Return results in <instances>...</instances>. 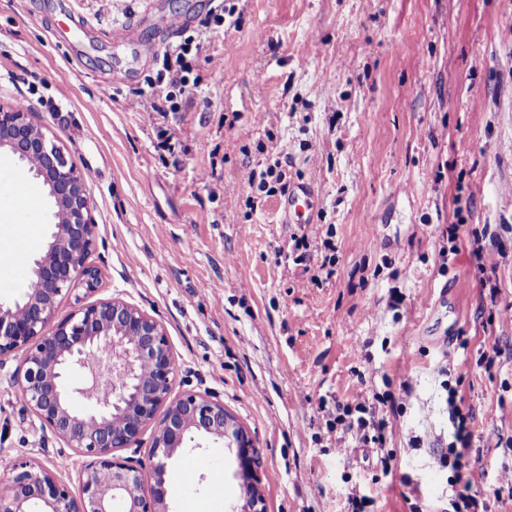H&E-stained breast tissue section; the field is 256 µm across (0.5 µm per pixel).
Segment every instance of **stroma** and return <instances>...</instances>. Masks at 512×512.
<instances>
[{
	"label": "stroma",
	"instance_id": "1",
	"mask_svg": "<svg viewBox=\"0 0 512 512\" xmlns=\"http://www.w3.org/2000/svg\"><path fill=\"white\" fill-rule=\"evenodd\" d=\"M237 26L197 55L199 85L160 122L142 109L162 67L144 48L170 23L203 29L220 0H0V105L27 98L84 176L96 226V303L119 297L160 321L176 392L209 394L247 429L266 512H435L454 472L448 391L469 413L484 512H512V0H231ZM130 26L121 43L106 28ZM174 128L176 157L158 146ZM280 159L288 187L259 195ZM315 191L332 225L331 278L297 265L289 193ZM45 243L50 200L8 203ZM460 236L486 230L475 259ZM495 268L497 297L480 284ZM502 355L494 366L486 357ZM0 362V473L29 459L76 484L82 459L41 426ZM389 395L376 449L323 434L320 400ZM242 477L222 442L168 465L172 512H230Z\"/></svg>",
	"mask_w": 512,
	"mask_h": 512
}]
</instances>
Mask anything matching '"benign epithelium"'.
Listing matches in <instances>:
<instances>
[{
    "label": "benign epithelium",
    "mask_w": 512,
    "mask_h": 512,
    "mask_svg": "<svg viewBox=\"0 0 512 512\" xmlns=\"http://www.w3.org/2000/svg\"><path fill=\"white\" fill-rule=\"evenodd\" d=\"M0 152L30 169L54 202L50 241L33 260L25 296L0 303V361L20 358L19 390L30 411L84 458L78 493L46 467L13 462L0 479V512H172L166 500L169 461L196 439L224 442L243 475V504L231 512H265L253 474L247 430L210 396L173 394L178 368L161 322L120 298L82 306L57 321L59 298L96 289L100 271L88 262L95 244L82 173L55 136L37 131L29 113L0 106ZM102 359L109 388L75 387L74 374ZM153 428L147 461L117 455L140 446Z\"/></svg>",
    "instance_id": "obj_1"
}]
</instances>
